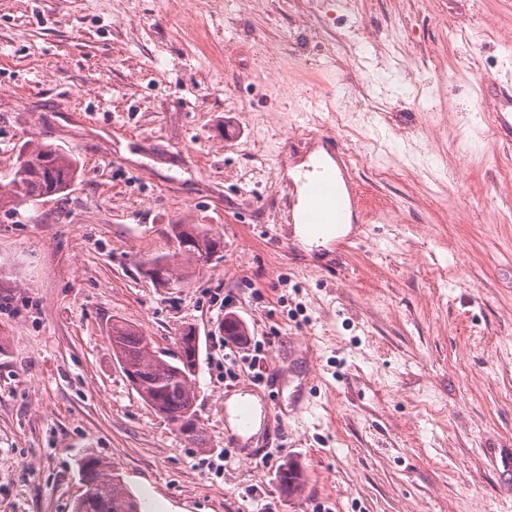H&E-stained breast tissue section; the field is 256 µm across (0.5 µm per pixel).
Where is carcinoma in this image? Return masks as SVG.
<instances>
[{"label":"carcinoma","mask_w":512,"mask_h":512,"mask_svg":"<svg viewBox=\"0 0 512 512\" xmlns=\"http://www.w3.org/2000/svg\"><path fill=\"white\" fill-rule=\"evenodd\" d=\"M25 162L18 163L10 181L0 188V209L15 211L35 200L64 193L75 178L77 159L53 144L34 141L23 152ZM178 241V254L183 269L170 254L153 259L157 272L163 273L173 286L184 283L193 267L207 262L223 246L221 239L194 233L185 224L172 225ZM112 350L119 362H127L137 378V393L157 414L181 428L183 420L195 415V376L185 367L188 348L179 349L177 362L153 358L148 351L147 338L135 329L113 324L110 336ZM109 465L93 454L83 461L82 471L89 496L76 502L74 512H138V503L122 484L119 476L108 472ZM281 486L288 492L301 487L302 471L289 463L280 474Z\"/></svg>","instance_id":"1"}]
</instances>
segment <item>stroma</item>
<instances>
[{
	"mask_svg": "<svg viewBox=\"0 0 512 512\" xmlns=\"http://www.w3.org/2000/svg\"><path fill=\"white\" fill-rule=\"evenodd\" d=\"M201 2L0 0V178L32 140L79 168L0 210V512H73L91 453L165 512H512L483 454L512 444V151L482 94L512 76V0ZM305 132L366 202L341 250L288 222ZM176 224L224 247L164 288ZM116 321L169 362L198 331L204 446L142 401ZM242 392L275 411L256 460L230 449Z\"/></svg>",
	"mask_w": 512,
	"mask_h": 512,
	"instance_id": "1",
	"label": "stroma"
}]
</instances>
